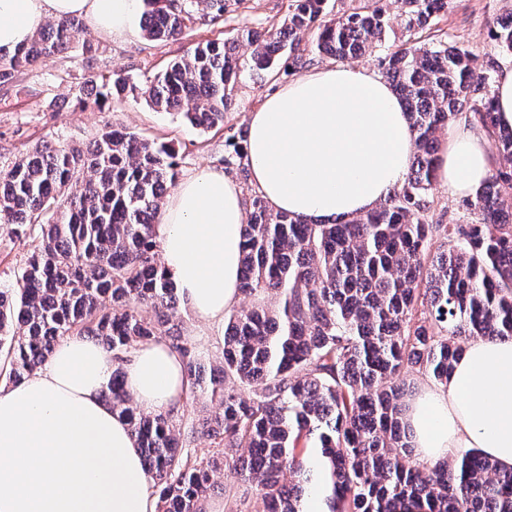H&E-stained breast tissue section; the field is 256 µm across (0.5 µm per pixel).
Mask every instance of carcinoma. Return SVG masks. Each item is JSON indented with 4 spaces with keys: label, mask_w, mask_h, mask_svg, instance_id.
Masks as SVG:
<instances>
[{
    "label": "carcinoma",
    "mask_w": 512,
    "mask_h": 512,
    "mask_svg": "<svg viewBox=\"0 0 512 512\" xmlns=\"http://www.w3.org/2000/svg\"><path fill=\"white\" fill-rule=\"evenodd\" d=\"M395 3L409 38L381 69L415 135L407 177L374 210L331 224L249 199L240 291L253 301L230 313L223 364L207 381L158 253L175 148L106 127L86 150L49 143L0 170V224L42 231L16 284L0 286V376L22 382L74 332L100 341L117 362L104 398L137 441L158 512H202L220 466L184 453L173 412L133 405L123 364L150 339L184 359L187 398L219 401L221 413L197 432L224 448L264 512H304L315 493L326 495L327 512H512V469L478 448L420 462L402 402L411 373L447 382L463 353L458 338L512 336V129L499 125L491 92L500 64L446 41L414 42L451 0ZM142 4L148 40L180 38L193 20V0ZM391 5L373 0L329 19L326 0H293L279 27L198 42L161 74L140 82L115 71L106 84L212 128L224 124L244 70L271 74L285 55L288 68H305L311 59L298 48L311 33L312 54L361 55L384 38ZM82 29L78 18L56 19L13 53L0 51V84L68 52ZM490 36L512 56V19ZM241 43L246 56L236 52ZM462 115L487 134L495 165L461 203L471 221L429 224L440 133Z\"/></svg>",
    "instance_id": "carcinoma-1"
}]
</instances>
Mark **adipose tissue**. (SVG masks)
<instances>
[{"mask_svg":"<svg viewBox=\"0 0 512 512\" xmlns=\"http://www.w3.org/2000/svg\"><path fill=\"white\" fill-rule=\"evenodd\" d=\"M137 5L0 0V49L27 44L48 20L65 16L126 38L135 33ZM414 150L407 113L390 84L348 65L292 80L248 122L252 183L273 210L313 223L375 207L404 181ZM491 168L483 131L464 119L452 123L437 170L449 195H473ZM244 222L238 184L215 169L180 182L160 212L165 266L182 301L213 326L239 295ZM115 367L111 352L74 333L35 374L0 384V512H157L141 451L102 398ZM122 368L142 409L181 405L185 364L165 343H139ZM405 421L421 462L478 448L512 467V338L469 346L447 384L422 387Z\"/></svg>","mask_w":512,"mask_h":512,"instance_id":"ef3b65f1","label":"adipose tissue"}]
</instances>
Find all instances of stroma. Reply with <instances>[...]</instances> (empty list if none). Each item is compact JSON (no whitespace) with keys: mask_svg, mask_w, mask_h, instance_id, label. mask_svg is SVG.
<instances>
[{"mask_svg":"<svg viewBox=\"0 0 512 512\" xmlns=\"http://www.w3.org/2000/svg\"><path fill=\"white\" fill-rule=\"evenodd\" d=\"M290 0H228L221 20L211 23L206 8L194 6L197 23L179 40L150 41L142 34L113 40L83 30L82 39L96 48L93 66H86L80 47L45 65L25 70L8 84L0 85V168L24 157L44 142H60L83 148L104 127H123L148 139L171 142L177 151V177L185 179L203 168L223 169L238 179L244 196L254 195L248 179L237 167H225L234 156L233 134L246 130L248 116L264 98L281 85L297 78L294 70H283L264 80L242 73L235 85L223 126L200 130L179 116L155 110L145 101L115 98L103 109H81L80 92L96 94L104 76L121 69L142 80L161 72L170 61L188 58L202 39L231 36L243 26L269 28L279 25L289 12ZM512 13V0H453L452 7L430 29L421 32L423 42L439 39L470 50L480 57H494L498 49L488 34L497 19ZM41 241L39 225L29 224L22 235L0 230V284H15L26 261ZM184 332L194 344L204 369L219 366L223 346L217 327L207 325L192 310L184 312Z\"/></svg>","mask_w":512,"mask_h":512,"instance_id":"obj_1","label":"stroma"}]
</instances>
